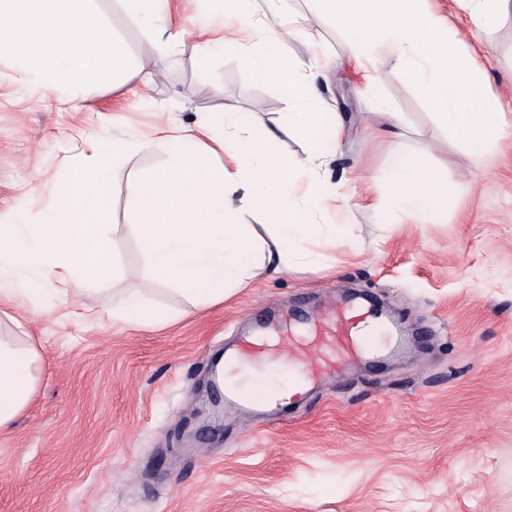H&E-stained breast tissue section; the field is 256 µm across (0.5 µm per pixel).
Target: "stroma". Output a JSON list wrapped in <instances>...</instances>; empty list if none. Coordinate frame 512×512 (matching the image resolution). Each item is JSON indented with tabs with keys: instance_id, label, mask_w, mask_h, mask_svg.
Segmentation results:
<instances>
[{
	"instance_id": "stroma-1",
	"label": "stroma",
	"mask_w": 512,
	"mask_h": 512,
	"mask_svg": "<svg viewBox=\"0 0 512 512\" xmlns=\"http://www.w3.org/2000/svg\"><path fill=\"white\" fill-rule=\"evenodd\" d=\"M91 5L138 66L129 83L65 94L24 88L15 63L0 60V222L41 223L92 139L248 112L276 129L277 151L304 155L287 102L252 80L233 47L206 66L189 55L169 63L119 0ZM424 5L447 18L449 39L486 57L512 114V14L483 32L463 0ZM277 7L322 33L315 86L341 125L327 166L338 197L317 221L353 225L354 236L326 249L327 268L259 277L224 302L187 308L123 229L133 182L164 156L126 157L105 219L126 277L83 299L52 277L18 301L43 373L24 415L0 433V512H512V126L490 163L475 160L390 68L366 89L343 31L312 0ZM377 100L400 114L399 133L371 124ZM396 152L422 156L447 186L436 222L391 216L381 174ZM130 288L185 314L160 328L113 324ZM350 294L384 322L382 363L320 382L277 428L214 420L203 392L217 353L251 327Z\"/></svg>"
}]
</instances>
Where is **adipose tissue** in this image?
Returning a JSON list of instances; mask_svg holds the SVG:
<instances>
[{"label":"adipose tissue","mask_w":512,"mask_h":512,"mask_svg":"<svg viewBox=\"0 0 512 512\" xmlns=\"http://www.w3.org/2000/svg\"><path fill=\"white\" fill-rule=\"evenodd\" d=\"M91 0H0V56L14 58L27 83L101 85L127 78L130 62L121 37L90 5ZM125 9L152 24L171 52L184 51L166 21L171 0H122ZM250 0H208L216 21L237 20L246 38L237 45L252 79L275 84L295 106L296 129L308 143L303 157L274 154L273 130L248 113L228 125L209 120L195 128H167L152 140H98L95 162L62 183L46 222L25 228L0 225V432L12 428L41 381V346L10 311L18 297L42 293L49 275L75 292L95 294L124 277L101 217L112 197L108 161L158 148L162 167L136 181L126 234L155 270L189 297L191 305L217 304L253 279L292 267H315L321 246L344 231L314 219L331 188L315 176L336 147V113L320 106L301 61L290 59L270 35V18L255 17ZM321 14L336 17L347 33L352 58L366 85L379 65L393 64L410 81L439 121L476 158L485 160L502 136L504 115L473 53L448 42V25L417 0H316ZM226 161L214 165L213 157ZM382 180L394 189L393 205L421 222L447 208L436 172L418 156H390ZM265 217L264 227L245 223Z\"/></svg>","instance_id":"obj_1"}]
</instances>
